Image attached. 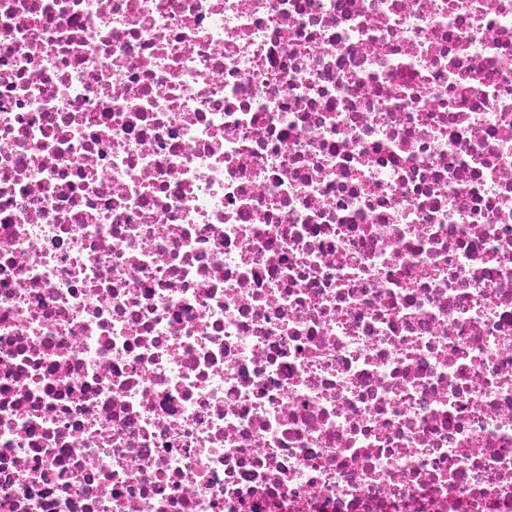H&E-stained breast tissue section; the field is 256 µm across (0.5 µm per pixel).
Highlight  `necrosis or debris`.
Listing matches in <instances>:
<instances>
[{
  "label": "necrosis or debris",
  "mask_w": 512,
  "mask_h": 512,
  "mask_svg": "<svg viewBox=\"0 0 512 512\" xmlns=\"http://www.w3.org/2000/svg\"><path fill=\"white\" fill-rule=\"evenodd\" d=\"M0 512H512V0H0Z\"/></svg>",
  "instance_id": "obj_1"
}]
</instances>
